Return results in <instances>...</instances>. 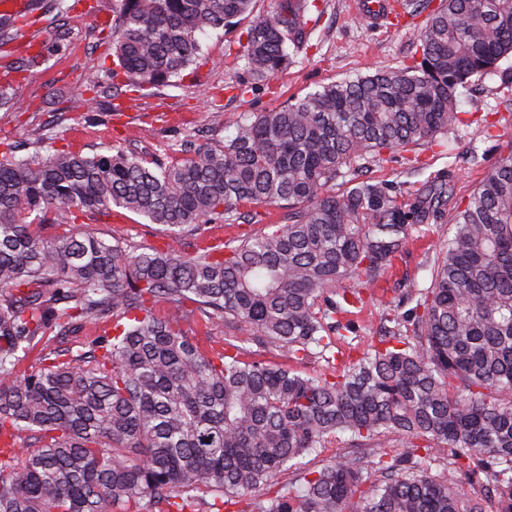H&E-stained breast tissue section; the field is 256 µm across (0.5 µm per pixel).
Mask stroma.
Returning a JSON list of instances; mask_svg holds the SVG:
<instances>
[{
	"label": "stroma",
	"mask_w": 512,
	"mask_h": 512,
	"mask_svg": "<svg viewBox=\"0 0 512 512\" xmlns=\"http://www.w3.org/2000/svg\"><path fill=\"white\" fill-rule=\"evenodd\" d=\"M325 9L313 28L307 54L279 73L267 86L246 96L230 90L229 74L210 64L190 66L175 86H158L142 92H114L112 70V19L120 0H80L67 15H48L25 29L15 43L20 57L47 56L45 64L21 68L15 75L17 95L24 104L18 112L0 110V142H32L43 133L51 111L65 99L99 83L95 105L98 119H67L55 127V139L45 141L43 152L68 148L87 154L103 153L115 144L131 146L144 157L164 152L186 133L199 142L232 135L234 123L246 112H266L289 100L305 96L319 86L378 69L396 67L411 50L408 30L380 28L354 17L350 0H323ZM458 108L473 124L448 132L446 151H423L420 173H410L401 158L370 166L367 178L396 188L403 208L432 196L447 185L454 201H461L478 186L500 157V148L512 142V81L485 78L460 88ZM222 110V124L211 114ZM488 116L495 128L484 137L475 119ZM451 232L447 224L415 226L400 272L428 282L433 259L431 248Z\"/></svg>",
	"instance_id": "obj_1"
}]
</instances>
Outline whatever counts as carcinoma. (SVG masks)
Segmentation results:
<instances>
[{
  "instance_id": "cac0c4a2",
  "label": "carcinoma",
  "mask_w": 512,
  "mask_h": 512,
  "mask_svg": "<svg viewBox=\"0 0 512 512\" xmlns=\"http://www.w3.org/2000/svg\"><path fill=\"white\" fill-rule=\"evenodd\" d=\"M79 2L1 13L0 59L19 19ZM256 2L122 0L112 78L173 86L202 58L198 32L246 21L232 61L210 63L239 94L259 88L308 49L318 5L275 0L257 15ZM431 3L401 0L426 14L410 62L246 113L217 142L187 134L178 161L121 146L0 160V512H196L202 494L207 512H512V144L451 207L444 187L406 211L362 179L387 155L441 146L463 122L458 88L512 59V0ZM10 72L0 109L19 111ZM259 207L284 223L207 236ZM114 210L196 251L77 230ZM429 219L453 226L429 285L405 274L387 296L411 223ZM380 300L379 338L360 351L348 315ZM88 319L112 335L88 351L45 346L17 373ZM312 358L331 372L296 368ZM343 435L350 454L302 463Z\"/></svg>"
}]
</instances>
